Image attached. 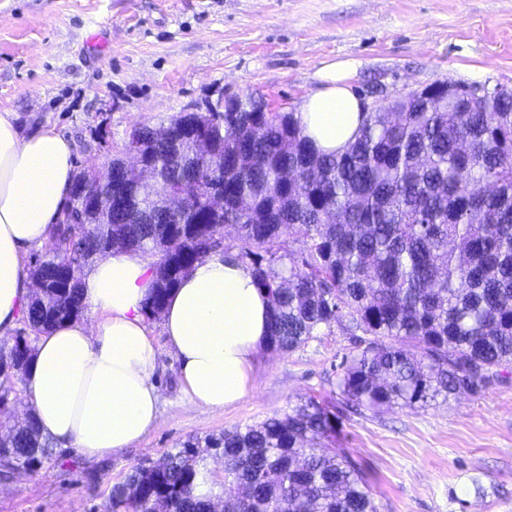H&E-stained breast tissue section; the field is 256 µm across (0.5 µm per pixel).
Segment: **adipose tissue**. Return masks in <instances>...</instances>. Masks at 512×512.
Instances as JSON below:
<instances>
[{"mask_svg": "<svg viewBox=\"0 0 512 512\" xmlns=\"http://www.w3.org/2000/svg\"><path fill=\"white\" fill-rule=\"evenodd\" d=\"M355 71L352 61L326 64L319 87L299 105L304 132L321 152H343L362 126ZM17 121L16 113L0 111V335L14 328L31 296L26 254L49 239L74 183L72 142L48 126L21 133ZM155 278L141 252H109L82 274L84 298L98 319L64 323L36 340L26 395L55 447L105 459L157 426L158 351L145 323ZM269 324L270 303L248 267L219 251L197 263L160 320L187 401L220 410L245 398Z\"/></svg>", "mask_w": 512, "mask_h": 512, "instance_id": "obj_1", "label": "adipose tissue"}]
</instances>
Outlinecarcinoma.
Here are the masks:
<instances>
[{"instance_id": "obj_1", "label": "carcinoma", "mask_w": 512, "mask_h": 512, "mask_svg": "<svg viewBox=\"0 0 512 512\" xmlns=\"http://www.w3.org/2000/svg\"><path fill=\"white\" fill-rule=\"evenodd\" d=\"M396 119L369 112L341 154L318 151L293 112H266L246 97L240 111L171 117L135 129L124 149L150 166L148 180L95 207L123 180L83 170L69 207L37 261L49 291L31 297L25 329L41 333L84 309L81 272L106 248L154 258L146 309L169 293L237 227V260L270 302L267 347L291 353L336 327L362 345L337 373L353 407H424L479 394L512 366V94L497 112H450L416 104ZM112 183H107V180ZM89 188L78 223L79 188ZM224 193V213L209 206ZM180 194V221L157 197ZM302 235L301 260L284 250ZM280 267H274V263ZM32 352L0 343V414L13 411L14 380ZM336 413L309 399L281 416L205 439L224 464L222 492L200 441L190 438L112 487L111 512H378L360 469L335 448ZM0 466L26 473L50 458L31 414L0 426Z\"/></svg>"}]
</instances>
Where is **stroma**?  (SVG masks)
Wrapping results in <instances>:
<instances>
[{
  "label": "stroma",
  "mask_w": 512,
  "mask_h": 512,
  "mask_svg": "<svg viewBox=\"0 0 512 512\" xmlns=\"http://www.w3.org/2000/svg\"><path fill=\"white\" fill-rule=\"evenodd\" d=\"M332 60L357 63V92L512 88V0H0V110L69 138L79 171L104 169L134 128L191 105L237 95L297 111ZM353 347L334 329L291 353L262 349L250 394L204 411L160 344L157 428L107 459L56 448L31 472L0 474V512H106L133 466L189 438L311 397L338 403L336 368ZM336 431L379 512H512V373L418 411L351 413Z\"/></svg>",
  "instance_id": "1"
}]
</instances>
